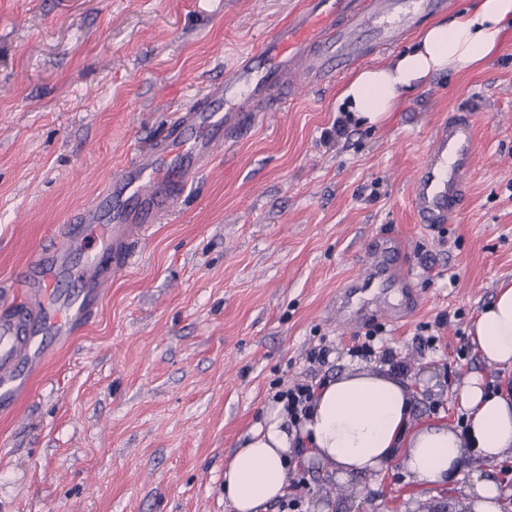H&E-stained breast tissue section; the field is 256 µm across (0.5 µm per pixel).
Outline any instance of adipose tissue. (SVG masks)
Returning <instances> with one entry per match:
<instances>
[{"instance_id":"1","label":"adipose tissue","mask_w":512,"mask_h":512,"mask_svg":"<svg viewBox=\"0 0 512 512\" xmlns=\"http://www.w3.org/2000/svg\"><path fill=\"white\" fill-rule=\"evenodd\" d=\"M511 28L512 0H477L425 25L411 50L359 71L340 99L359 124L381 125L433 76L487 59ZM469 339L486 364L512 369V283L502 284L480 310ZM457 401L461 427L418 425L406 382L355 368L323 383L299 422H291L282 404H270L224 463V502L230 512H267L288 494L289 467L305 459L326 464L341 482L379 473L397 459L422 489L446 484L471 461L499 460L512 447V391L476 373L458 388Z\"/></svg>"}]
</instances>
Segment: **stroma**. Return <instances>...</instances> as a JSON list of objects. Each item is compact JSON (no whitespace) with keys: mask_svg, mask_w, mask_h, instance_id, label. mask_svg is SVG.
<instances>
[{"mask_svg":"<svg viewBox=\"0 0 512 512\" xmlns=\"http://www.w3.org/2000/svg\"><path fill=\"white\" fill-rule=\"evenodd\" d=\"M303 0H0V295L97 200L112 174L205 98ZM343 80L284 86L282 110L206 164L178 206L145 230L137 261L97 316L51 347L14 411L0 414V512H228L224 462L260 421L270 386L355 368L364 328L337 326L336 293L375 239L402 241L419 274L408 318L385 341L407 366L416 420L461 425L456 388L492 385L468 329L512 282V30L490 58L434 76L378 128L323 134ZM475 116L478 151L455 223H415L409 183L438 126ZM430 324L435 345L418 338ZM330 349L313 371L307 354ZM512 493V449L466 465L419 502L465 512L473 478ZM300 512H404L400 462L339 483L289 470ZM416 500V499H415Z\"/></svg>","mask_w":512,"mask_h":512,"instance_id":"stroma-1","label":"stroma"}]
</instances>
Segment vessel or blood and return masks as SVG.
I'll list each match as a JSON object with an SVG mask.
<instances>
[{"label": "vessel or blood", "mask_w": 512, "mask_h": 512, "mask_svg": "<svg viewBox=\"0 0 512 512\" xmlns=\"http://www.w3.org/2000/svg\"><path fill=\"white\" fill-rule=\"evenodd\" d=\"M448 0H306L258 52L236 56L228 79L211 83L205 101L177 112L173 134L154 141L115 172L107 190L62 225L56 244L38 251L18 275L23 293L0 312V412L13 410L48 354L98 311L113 274L132 265L141 231L174 209L216 150L256 120L275 90L301 76H338L371 49H390ZM477 152L475 120L457 114L442 123L409 194L416 223H454ZM396 239L367 251L359 272L336 295V318L358 327L370 318H404L416 305L401 270Z\"/></svg>", "instance_id": "b4317fda"}]
</instances>
